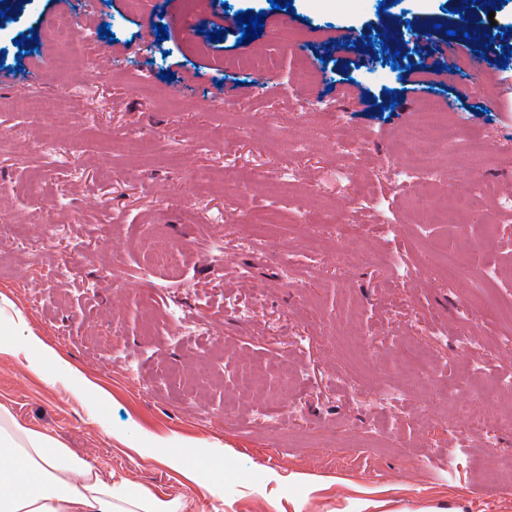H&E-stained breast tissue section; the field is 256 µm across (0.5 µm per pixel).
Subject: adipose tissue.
I'll return each mask as SVG.
<instances>
[{"label":"adipose tissue","mask_w":512,"mask_h":512,"mask_svg":"<svg viewBox=\"0 0 512 512\" xmlns=\"http://www.w3.org/2000/svg\"><path fill=\"white\" fill-rule=\"evenodd\" d=\"M29 339L28 368L46 379L60 371L62 359L32 336L21 311L0 307V353L15 337ZM183 498H162L147 487L104 476L76 457L58 439L25 427L0 404V512H186Z\"/></svg>","instance_id":"adipose-tissue-1"}]
</instances>
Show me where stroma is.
Masks as SVG:
<instances>
[{
  "label": "stroma",
  "mask_w": 512,
  "mask_h": 512,
  "mask_svg": "<svg viewBox=\"0 0 512 512\" xmlns=\"http://www.w3.org/2000/svg\"><path fill=\"white\" fill-rule=\"evenodd\" d=\"M185 7L22 0L0 26V301L106 395L90 408L69 376L31 373L19 346L0 354V403L104 472L182 497L186 512H344L364 499L378 512H512V485L484 475L489 457L512 463V424L472 420L490 410L477 392L512 373V351L494 344L505 325L474 307L470 282L441 272L392 155L434 103L460 137L432 178L445 188L477 168L505 195L512 169L497 147L512 140V76L490 100L456 70L407 78L417 56L371 51L379 27L419 17L424 49L437 50L455 0H200L219 41L157 37L160 15ZM248 8L268 17L243 43L236 14ZM63 15L112 33L71 73L42 40ZM284 25L303 49L270 39ZM246 54L262 69L232 68ZM302 60L315 85L296 83ZM18 75L37 102L23 112ZM339 136L365 151L340 157ZM273 211L268 242L246 248ZM151 251L170 268H149ZM169 310L204 334H173ZM421 348L428 380L411 401L386 396ZM172 436L231 460L223 497L208 469L192 481L152 453Z\"/></svg>",
  "instance_id": "1"
}]
</instances>
